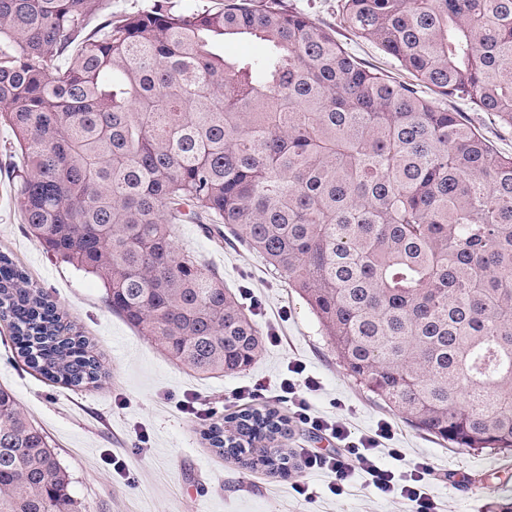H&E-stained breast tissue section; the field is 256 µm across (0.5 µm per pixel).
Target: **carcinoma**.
Listing matches in <instances>:
<instances>
[{"mask_svg":"<svg viewBox=\"0 0 512 512\" xmlns=\"http://www.w3.org/2000/svg\"><path fill=\"white\" fill-rule=\"evenodd\" d=\"M407 72L365 65L283 0L190 13L0 0V123L14 200L47 251L193 373L247 369L262 334L175 244L214 224L299 290L345 371L454 448L512 453V154L448 107L512 129V0H338ZM254 38L258 57L224 54ZM0 319L25 362L78 387L101 363L0 254ZM211 447L272 473L288 434L234 412ZM0 512H83L42 430L0 388Z\"/></svg>","mask_w":512,"mask_h":512,"instance_id":"obj_1","label":"carcinoma"}]
</instances>
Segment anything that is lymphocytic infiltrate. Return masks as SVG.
<instances>
[{"label":"lymphocytic infiltrate","instance_id":"1","mask_svg":"<svg viewBox=\"0 0 512 512\" xmlns=\"http://www.w3.org/2000/svg\"><path fill=\"white\" fill-rule=\"evenodd\" d=\"M290 371V377L282 379L277 386L280 400L288 403L296 422L336 439L345 451L341 457L309 449L302 452L306 470L333 474L334 479L328 486L331 494L343 495L353 477L358 476L382 497L406 502L413 512H440L438 504L427 492L433 475L430 464L420 462L403 472L379 464L377 449L393 437V426L389 421L380 420L373 433L357 437L343 419L312 415L306 395L316 391L319 383L316 378L305 375L302 365H293Z\"/></svg>","mask_w":512,"mask_h":512}]
</instances>
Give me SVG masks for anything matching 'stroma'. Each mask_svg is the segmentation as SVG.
Here are the masks:
<instances>
[{
  "mask_svg": "<svg viewBox=\"0 0 512 512\" xmlns=\"http://www.w3.org/2000/svg\"><path fill=\"white\" fill-rule=\"evenodd\" d=\"M318 24L336 28L348 51L365 62L396 73L394 61L376 46L340 28L337 0H283ZM15 137L0 125V252L44 288L77 332L90 343L105 375L79 387L49 380L20 357L6 322L0 321V386L48 438L67 472L73 499L88 512H409L407 504L378 497L365 484L350 495L331 497L327 473L296 466L288 475L248 468L210 448L202 437L209 424L244 409L273 408L290 413L273 393L239 401V387L287 377L288 366L302 362L320 387L308 393L311 410L345 418L355 434L375 428L379 419L395 427L392 446L381 449L382 464L406 469L425 460L434 469L430 493L443 512H502L512 503V454L459 449L410 426L376 395L350 377L306 302L273 275L265 261L242 243L218 244L195 224L179 225L176 244L217 269L235 292L250 289L261 306L249 314L263 333H279L281 344H263L245 371L200 377L164 355L112 313L102 284L75 266L56 259L23 224L13 200L9 170ZM188 400L194 413L177 409ZM124 459L133 475L112 474L113 457ZM303 480L314 500L295 499L291 485Z\"/></svg>",
  "mask_w": 512,
  "mask_h": 512,
  "instance_id": "stroma-1",
  "label": "stroma"
}]
</instances>
